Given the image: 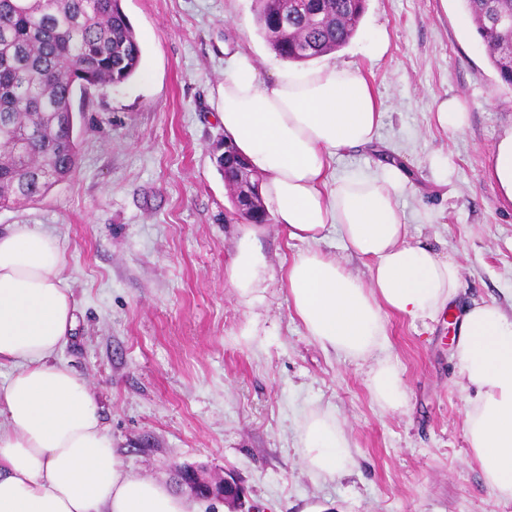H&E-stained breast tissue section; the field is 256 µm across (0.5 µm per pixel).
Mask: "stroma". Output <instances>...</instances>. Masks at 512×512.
Segmentation results:
<instances>
[{
  "instance_id": "35a3bbf8",
  "label": "stroma",
  "mask_w": 512,
  "mask_h": 512,
  "mask_svg": "<svg viewBox=\"0 0 512 512\" xmlns=\"http://www.w3.org/2000/svg\"><path fill=\"white\" fill-rule=\"evenodd\" d=\"M142 46L118 87L75 96V175L35 201L0 209V230L53 234L77 325L57 360L102 406L125 468L178 486L175 465L233 475L253 512H512L471 461V393L447 318L390 315L384 355L405 387L400 409L369 389L372 360L323 349L296 317L283 267L309 243L266 224L255 242L267 269L248 299L226 267L245 223L213 162L223 138L224 73L245 50L269 79L282 60L260 33L254 0H121ZM464 0H368L353 38L328 60L365 72L382 111L374 143L334 164L370 175L388 156L410 182L400 207L410 241L460 266V305L494 302L512 315V202L489 171L512 132V88L497 78ZM389 48L370 61L365 44ZM455 97L469 121H434ZM448 158L439 179L434 155ZM314 412L336 417L354 464L333 478L305 465L300 434ZM436 125L445 133L462 131L467 122V112L456 98L441 100L434 112Z\"/></svg>"
}]
</instances>
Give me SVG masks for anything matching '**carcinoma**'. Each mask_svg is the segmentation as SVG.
I'll list each match as a JSON object with an SVG mask.
<instances>
[{
  "label": "carcinoma",
  "mask_w": 512,
  "mask_h": 512,
  "mask_svg": "<svg viewBox=\"0 0 512 512\" xmlns=\"http://www.w3.org/2000/svg\"><path fill=\"white\" fill-rule=\"evenodd\" d=\"M367 0H255L262 34L281 58L307 63L343 46ZM501 83L512 87V0H464ZM143 51L121 0H0V208L46 194L78 168L75 92L118 86L139 71ZM266 224L264 202L237 210Z\"/></svg>",
  "instance_id": "obj_1"
}]
</instances>
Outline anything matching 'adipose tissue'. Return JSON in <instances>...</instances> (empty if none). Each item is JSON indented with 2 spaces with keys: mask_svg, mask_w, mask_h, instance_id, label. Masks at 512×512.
I'll return each mask as SVG.
<instances>
[{
  "mask_svg": "<svg viewBox=\"0 0 512 512\" xmlns=\"http://www.w3.org/2000/svg\"><path fill=\"white\" fill-rule=\"evenodd\" d=\"M382 114L360 67L328 62L282 65L261 81L253 58L231 55L224 74V132L262 178L261 194L288 238L311 243L287 267L294 312L323 348L375 358L369 388L384 408L404 401L402 381L382 352L384 317L435 319L454 309L460 269L433 247L408 240L399 201L406 173L388 164L366 176L336 177L346 150L374 142ZM336 230L368 260L361 279L315 249ZM244 229L227 275L241 296L254 293L266 260ZM57 239L30 224L0 232V512H188L186 498L128 472L112 444L102 407L84 380L55 356L76 325L62 279ZM455 353L474 393L466 434L486 485L512 501V316L494 303L458 312ZM301 442L307 467L333 477L352 456L336 419L308 416Z\"/></svg>",
  "mask_w": 512,
  "mask_h": 512,
  "instance_id": "obj_1",
  "label": "adipose tissue"
}]
</instances>
